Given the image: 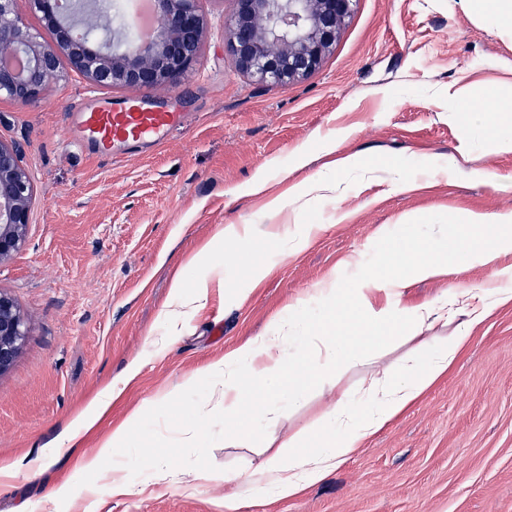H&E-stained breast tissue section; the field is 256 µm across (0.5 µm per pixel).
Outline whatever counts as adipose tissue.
<instances>
[{"mask_svg": "<svg viewBox=\"0 0 512 512\" xmlns=\"http://www.w3.org/2000/svg\"><path fill=\"white\" fill-rule=\"evenodd\" d=\"M458 118L482 129L497 150L512 151V92L489 98L484 111L462 112ZM366 166L365 159L354 153L339 159L334 169L290 184L280 192L271 191L262 177L249 185L247 194L264 198L268 224L217 225L191 259L195 265L206 263L211 275L191 279L180 272L172 281L170 304L163 313L167 339L181 335L188 316L205 306L214 274L228 265L224 243L247 244L260 236H272L270 222L274 219L307 222L318 200L342 196V175ZM447 222L459 230L454 238L417 239L404 248L389 247L382 252L377 267L364 270L352 284L335 273L319 282L315 293L324 304L325 318H310L302 303H292L287 315L273 321L267 335L226 350L222 358L183 378L185 388L203 377L211 380V398L224 403V445L228 448L241 445L235 424L243 408L245 385L261 388L271 396V404L261 407L255 417L264 439L263 458L249 475L253 486L290 498L325 480L340 462L409 409L447 372L476 325L494 310L512 304V289L494 284L495 279L512 275V266L498 264L501 256L512 253V210L452 213ZM452 250L491 267L490 279L471 288L449 289L442 298L417 309L406 308L403 297L412 282L447 278L448 253ZM339 312L346 314V321L336 320ZM448 325L453 328L448 337L435 336L437 327ZM291 326L304 333L301 350L293 354L288 351L286 336ZM401 339L410 347L396 366L381 364L385 349ZM357 366L365 369L357 394H342L333 408L322 414L311 434L268 437V430L280 419L275 400L301 404L310 380L332 387L344 372ZM168 396V390H160L154 401L132 411L94 453L84 457L83 468L104 472L105 483L113 493L128 495L135 488L122 467L104 469V459L123 452L155 403L164 402ZM199 479L223 485L226 512H235L237 475L204 470L182 473L164 459L155 461L154 483L188 485Z\"/></svg>", "mask_w": 512, "mask_h": 512, "instance_id": "1", "label": "adipose tissue"}]
</instances>
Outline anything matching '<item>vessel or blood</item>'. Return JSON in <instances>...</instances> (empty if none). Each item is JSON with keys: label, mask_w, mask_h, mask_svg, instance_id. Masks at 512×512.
<instances>
[{"label": "vessel or blood", "mask_w": 512, "mask_h": 512, "mask_svg": "<svg viewBox=\"0 0 512 512\" xmlns=\"http://www.w3.org/2000/svg\"><path fill=\"white\" fill-rule=\"evenodd\" d=\"M80 122L95 149L110 152L115 145L141 143L168 136L181 124L174 112L143 110L136 102L119 109L84 111Z\"/></svg>", "instance_id": "1"}]
</instances>
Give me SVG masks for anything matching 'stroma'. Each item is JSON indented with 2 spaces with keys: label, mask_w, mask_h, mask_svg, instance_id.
<instances>
[{
  "label": "stroma",
  "mask_w": 512,
  "mask_h": 512,
  "mask_svg": "<svg viewBox=\"0 0 512 512\" xmlns=\"http://www.w3.org/2000/svg\"><path fill=\"white\" fill-rule=\"evenodd\" d=\"M465 0H357L330 53L309 77L285 89L254 82L221 38L225 0H206L212 35L192 70L173 87L149 93L93 88L65 71L47 102L19 107L0 98V140L22 147L35 186L25 243L0 264V289L16 298L30 334L12 369L0 376V460L33 459L56 447L75 415L100 387L119 381L139 360L138 378L112 403L96 434L35 475L21 468L0 486V512H80L56 488L98 485L81 470L80 453L97 447L137 406L170 389L137 447L118 457L134 483H147L154 446L178 471L205 463L247 476L257 445H224V409L210 405L203 448L186 444L195 409L209 387L182 392L183 377L223 357L241 341L267 335L289 304L322 312L315 286L330 272L355 281L375 266L386 239H428L439 215L512 208V152L494 151L482 130L453 121L460 102L452 84L485 96L512 85V30ZM151 110L177 112L181 126L158 143L116 146L108 158L83 143L76 115L115 109L127 98ZM395 172L405 188L344 176L341 198L319 201V232L297 254L277 239L257 241L253 255L229 243L238 262L227 286L212 288L204 309L167 345L162 313L170 276L218 224L261 223L262 200L236 190L257 171L277 183L286 168L318 174L325 147ZM468 148L465 173L448 176V158ZM421 219L404 225L408 215ZM356 256L359 264L342 267ZM269 273L251 286L249 259ZM324 399L311 384L302 405L287 407L285 435L315 427ZM148 485L129 496L100 488L92 512H226L223 486ZM236 512H512V305L472 332L446 375L402 416L369 439L325 481L280 498L243 485Z\"/></svg>",
  "instance_id": "stroma-1"
}]
</instances>
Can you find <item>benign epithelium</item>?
I'll use <instances>...</instances> for the list:
<instances>
[{"label": "benign epithelium", "instance_id": "obj_1", "mask_svg": "<svg viewBox=\"0 0 512 512\" xmlns=\"http://www.w3.org/2000/svg\"><path fill=\"white\" fill-rule=\"evenodd\" d=\"M52 34L46 41L0 0V97L26 107L53 95L50 79L67 63L96 88L150 92L177 84L198 62L210 25L204 0H155L157 26L138 39L122 17L95 26L102 0H27ZM355 0H229L223 39L237 66L278 88L311 75L336 42ZM22 147L0 140V263L25 242L35 190ZM29 324L14 296L0 289V376L15 363Z\"/></svg>", "mask_w": 512, "mask_h": 512}]
</instances>
